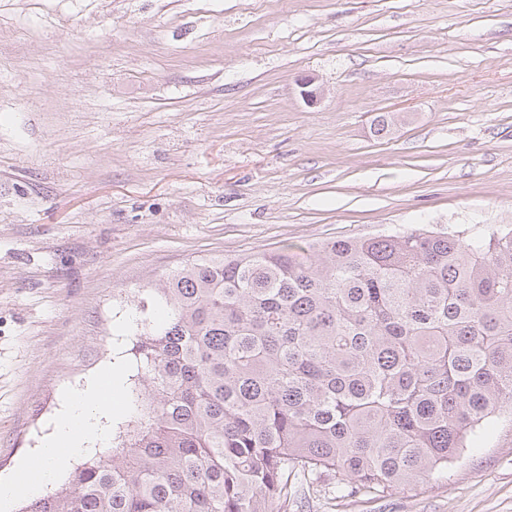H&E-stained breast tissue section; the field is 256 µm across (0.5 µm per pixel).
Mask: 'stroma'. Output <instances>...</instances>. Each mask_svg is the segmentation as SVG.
<instances>
[{
	"mask_svg": "<svg viewBox=\"0 0 512 512\" xmlns=\"http://www.w3.org/2000/svg\"><path fill=\"white\" fill-rule=\"evenodd\" d=\"M421 224L512 225V0H0V478L149 282ZM331 484L288 512H512V415L410 489Z\"/></svg>",
	"mask_w": 512,
	"mask_h": 512,
	"instance_id": "stroma-1",
	"label": "stroma"
}]
</instances>
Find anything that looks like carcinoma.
Segmentation results:
<instances>
[{
    "label": "carcinoma",
    "instance_id": "cac0c4a2",
    "mask_svg": "<svg viewBox=\"0 0 512 512\" xmlns=\"http://www.w3.org/2000/svg\"><path fill=\"white\" fill-rule=\"evenodd\" d=\"M212 256L152 284L135 419L20 512H288L299 476L384 497L512 415V227Z\"/></svg>",
    "mask_w": 512,
    "mask_h": 512
}]
</instances>
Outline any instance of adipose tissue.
Instances as JSON below:
<instances>
[{
  "label": "adipose tissue",
  "instance_id": "obj_1",
  "mask_svg": "<svg viewBox=\"0 0 512 512\" xmlns=\"http://www.w3.org/2000/svg\"><path fill=\"white\" fill-rule=\"evenodd\" d=\"M129 374L128 365L119 357L80 390L68 394L42 447L32 458L21 462L16 477L0 479V512H10L19 498L42 497L45 487L59 475L69 458L107 442L112 422L130 410L124 398Z\"/></svg>",
  "mask_w": 512,
  "mask_h": 512
}]
</instances>
